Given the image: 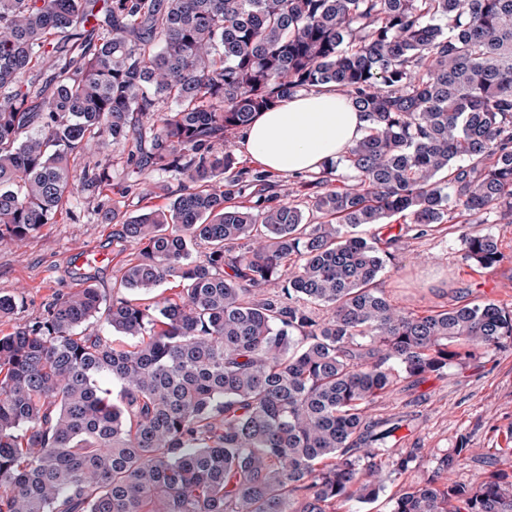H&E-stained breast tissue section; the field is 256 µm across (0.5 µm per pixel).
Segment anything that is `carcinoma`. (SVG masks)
<instances>
[{"label":"carcinoma","mask_w":512,"mask_h":512,"mask_svg":"<svg viewBox=\"0 0 512 512\" xmlns=\"http://www.w3.org/2000/svg\"><path fill=\"white\" fill-rule=\"evenodd\" d=\"M58 60L42 97L34 68ZM331 86L368 134L301 182L240 161L253 116ZM108 139L163 208L103 219L136 256L0 336V512H340L374 501L401 421L369 407L512 345L488 299L412 315L377 287L399 232L512 217V0H0V241L70 215ZM463 259L512 263L489 233ZM203 246L205 260H189ZM169 296L152 291L164 281ZM274 286L268 292L266 287ZM328 310L327 317L312 307ZM392 512H512V448Z\"/></svg>","instance_id":"cac0c4a2"}]
</instances>
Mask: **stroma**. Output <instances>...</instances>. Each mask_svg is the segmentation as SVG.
Returning <instances> with one entry per match:
<instances>
[{"mask_svg":"<svg viewBox=\"0 0 512 512\" xmlns=\"http://www.w3.org/2000/svg\"><path fill=\"white\" fill-rule=\"evenodd\" d=\"M97 161L108 165L109 187L81 192L70 218L44 225L23 245L0 243V296L16 300L12 313L0 320V333L25 326L41 315L46 303L81 287L96 288L111 298L133 249L120 241L119 225L104 223L102 215L112 204L139 202L143 189L159 175L148 170L138 185H129L118 152L108 143L79 156L76 165ZM468 230V216L459 212L444 230L419 239L400 237L392 246L394 265L379 277L380 290L397 307L414 314L478 298L512 308V264L492 271L468 266L461 242ZM101 249L111 253V264L83 262L84 253ZM371 414L404 417L401 445L416 449L417 456L408 472L387 476L376 502L350 503L351 512H391L400 490L431 475L440 457L461 445L468 450L467 459L449 477L471 483L495 470L502 450L512 443V348L489 351L439 375L401 380Z\"/></svg>","mask_w":512,"mask_h":512,"instance_id":"1","label":"stroma"}]
</instances>
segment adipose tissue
<instances>
[{"instance_id": "adipose-tissue-1", "label": "adipose tissue", "mask_w": 512, "mask_h": 512, "mask_svg": "<svg viewBox=\"0 0 512 512\" xmlns=\"http://www.w3.org/2000/svg\"><path fill=\"white\" fill-rule=\"evenodd\" d=\"M368 121L339 91L324 89L259 113L242 146L261 166L295 175L319 170L367 133Z\"/></svg>"}]
</instances>
